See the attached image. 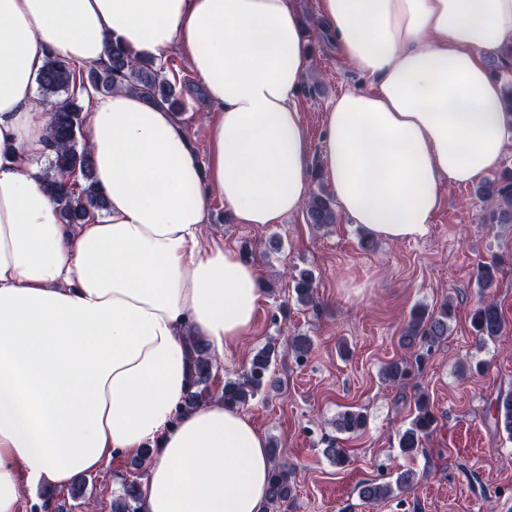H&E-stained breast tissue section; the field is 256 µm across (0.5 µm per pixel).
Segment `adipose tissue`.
Segmentation results:
<instances>
[{
	"mask_svg": "<svg viewBox=\"0 0 512 512\" xmlns=\"http://www.w3.org/2000/svg\"><path fill=\"white\" fill-rule=\"evenodd\" d=\"M318 22L375 81L337 97L324 171L369 237H424L441 182L506 148L487 61L512 48V0H319ZM177 47L215 111L201 163L174 112L117 89L85 120L105 216L61 223L42 189L46 53L104 61L113 40ZM310 52L294 0H0V512L150 449L142 512H266L268 441L216 397L185 409L192 341L215 358L253 328L257 268L206 241L210 203L239 224L304 205L312 152L297 101Z\"/></svg>",
	"mask_w": 512,
	"mask_h": 512,
	"instance_id": "obj_1",
	"label": "adipose tissue"
}]
</instances>
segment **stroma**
<instances>
[{
  "instance_id": "obj_1",
  "label": "stroma",
  "mask_w": 512,
  "mask_h": 512,
  "mask_svg": "<svg viewBox=\"0 0 512 512\" xmlns=\"http://www.w3.org/2000/svg\"><path fill=\"white\" fill-rule=\"evenodd\" d=\"M310 54L311 70L298 97L318 170L328 108L345 91L369 90L374 82L342 58L329 32L311 41ZM164 62L191 84L178 117L200 160H207L212 109L205 92L182 51L169 50ZM440 197L425 237L378 240L369 251L359 245V225L342 214L321 229L308 224L302 211L279 224H238L221 200L211 203L208 235L246 253L263 280L255 325L211 385L222 386L258 349L276 343L275 382L243 412L267 439L278 441L292 468L288 512H512V440L494 420L496 396L512 391V224L485 223L486 205L474 185L441 183ZM493 258L500 271L487 294L498 303L504 325L482 345L470 323L485 294L475 274ZM303 269L314 276L313 306L298 304L292 294L288 273ZM447 299L455 309L447 339L412 366L406 380L384 379L387 363L408 356L400 335L410 309H432ZM295 335L312 341L300 361L288 350ZM422 392L437 423L421 451L406 458L398 437ZM351 407L366 414L365 429L337 432L336 417ZM331 439L346 448L345 467L323 455ZM399 470L414 473L410 489L379 503L361 497L365 482ZM133 472L130 457L111 458L91 476L85 512H111L121 477Z\"/></svg>"
}]
</instances>
